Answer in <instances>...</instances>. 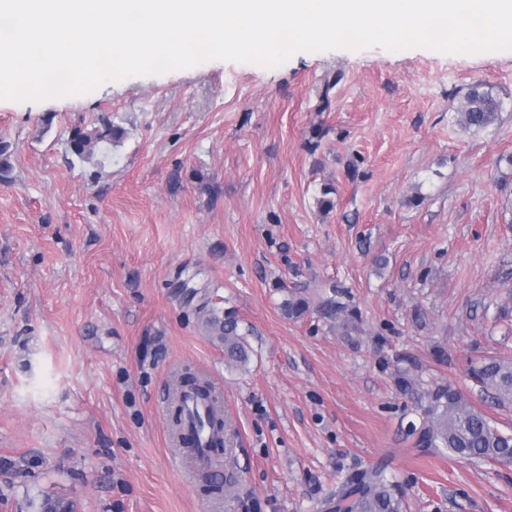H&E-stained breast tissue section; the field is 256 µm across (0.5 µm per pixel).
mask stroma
<instances>
[{"mask_svg": "<svg viewBox=\"0 0 512 512\" xmlns=\"http://www.w3.org/2000/svg\"><path fill=\"white\" fill-rule=\"evenodd\" d=\"M478 84L502 108L466 129ZM77 130L102 132L91 157ZM0 156V512H327L375 466L405 512H512V465L413 433L449 382L512 431L466 372L512 356V52L301 51L0 100ZM334 289L352 335L316 311ZM205 305L248 329L245 365ZM188 368L224 408L219 498L171 439Z\"/></svg>", "mask_w": 512, "mask_h": 512, "instance_id": "stroma-1", "label": "stroma"}]
</instances>
